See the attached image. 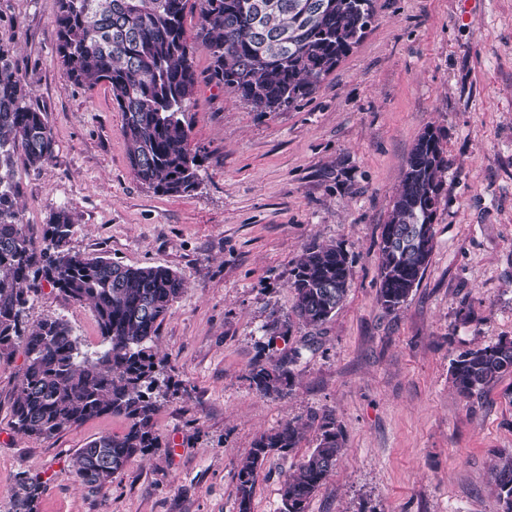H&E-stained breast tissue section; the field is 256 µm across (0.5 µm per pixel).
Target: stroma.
Returning a JSON list of instances; mask_svg holds the SVG:
<instances>
[{"label":"stroma","instance_id":"stroma-1","mask_svg":"<svg viewBox=\"0 0 512 512\" xmlns=\"http://www.w3.org/2000/svg\"><path fill=\"white\" fill-rule=\"evenodd\" d=\"M374 10L361 43L289 111H255L209 84V55L197 50L185 119L200 185L167 197L133 177L107 85L68 80L55 54L57 0H0V46L55 140L40 169L15 164L23 223L68 207L71 252L166 266L184 282L155 341L163 446L107 493L75 483L71 460L125 421L23 436L11 415L23 357L0 364V512H12L23 474L43 481L37 512H236L239 460L292 421L305 438L268 459L253 502L280 512L281 483L328 412L344 451L308 512H502L491 471L512 454V379L466 398L449 367L466 349L512 338V0H374ZM429 127L447 160L435 247L408 301L388 311L378 301L381 227ZM312 242L346 250L347 298L323 326L273 337ZM47 317L66 321L82 350L99 349L90 308L46 287L24 319ZM295 349L290 391L256 392L251 364Z\"/></svg>","mask_w":512,"mask_h":512}]
</instances>
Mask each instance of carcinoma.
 Segmentation results:
<instances>
[{
  "label": "carcinoma",
  "instance_id": "obj_1",
  "mask_svg": "<svg viewBox=\"0 0 512 512\" xmlns=\"http://www.w3.org/2000/svg\"><path fill=\"white\" fill-rule=\"evenodd\" d=\"M193 6L195 45L184 32ZM373 19V0H59L55 51L72 83L110 88L123 115L134 178L157 194L184 196L197 188L201 167L188 146L185 121L199 83L196 47L209 54L215 86L259 112H279L310 98ZM27 97L8 51L0 48V363L17 352L24 358L12 408L13 427L24 436L52 438L102 416L126 421L124 433L102 434L73 457L75 480L100 492L136 457L161 447L152 393L162 360L153 344L183 281L165 266H128L71 252L77 218L65 206L51 210L44 224L22 223L16 155L36 170L53 157L55 146L44 113L26 105ZM445 167L441 135L425 130L406 160L378 244V300L388 311L407 302L431 261ZM412 228L410 250L393 245ZM351 277L342 247L307 246L292 270L298 322L313 328L326 323L345 301ZM46 284L90 307L101 337L98 351L84 352L61 319L23 326L26 306ZM297 357L253 363L250 384L263 396L281 394L292 385L288 364ZM450 373L464 397L511 378L512 338L460 352ZM303 438L302 427L288 422L255 439L237 465V512H253L267 459L300 447ZM343 447L335 416L323 414L316 446L281 484L280 512H307ZM493 479L502 512H512V454L499 458ZM42 488L38 476L19 478L13 512H34Z\"/></svg>",
  "mask_w": 512,
  "mask_h": 512
}]
</instances>
